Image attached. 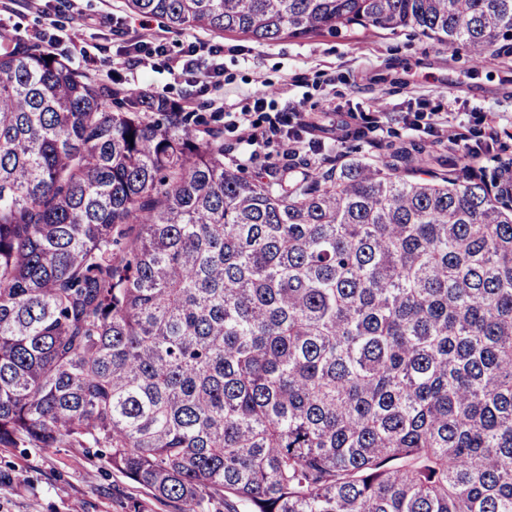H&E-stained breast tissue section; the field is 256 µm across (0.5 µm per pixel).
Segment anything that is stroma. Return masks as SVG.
<instances>
[{
    "label": "stroma",
    "instance_id": "stroma-1",
    "mask_svg": "<svg viewBox=\"0 0 512 512\" xmlns=\"http://www.w3.org/2000/svg\"><path fill=\"white\" fill-rule=\"evenodd\" d=\"M0 26L41 41L73 67L131 92L149 91L184 102L224 130L228 158L244 176L283 168L292 141L309 167L325 158H383L387 145H424L420 165L447 164L460 152L447 135L427 131L432 113L452 110L469 126L496 130L512 152V54L475 66L465 49L422 37L414 29L359 28L258 43L237 33L166 30L163 22L129 12L124 0H15ZM167 50L141 55L153 35ZM196 47L199 67L178 71L177 59ZM263 109H256V98ZM383 111L379 129L366 113ZM243 114L263 140L241 143L226 119ZM349 135L337 140L336 127ZM0 512H174L150 490L105 467L80 448L0 447Z\"/></svg>",
    "mask_w": 512,
    "mask_h": 512
}]
</instances>
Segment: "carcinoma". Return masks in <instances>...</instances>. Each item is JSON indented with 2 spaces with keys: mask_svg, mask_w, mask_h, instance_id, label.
<instances>
[{
  "mask_svg": "<svg viewBox=\"0 0 512 512\" xmlns=\"http://www.w3.org/2000/svg\"><path fill=\"white\" fill-rule=\"evenodd\" d=\"M126 6L512 42V0ZM421 152L247 178L186 105L0 31V446L102 448L178 512H512V155Z\"/></svg>",
  "mask_w": 512,
  "mask_h": 512,
  "instance_id": "obj_1",
  "label": "carcinoma"
}]
</instances>
